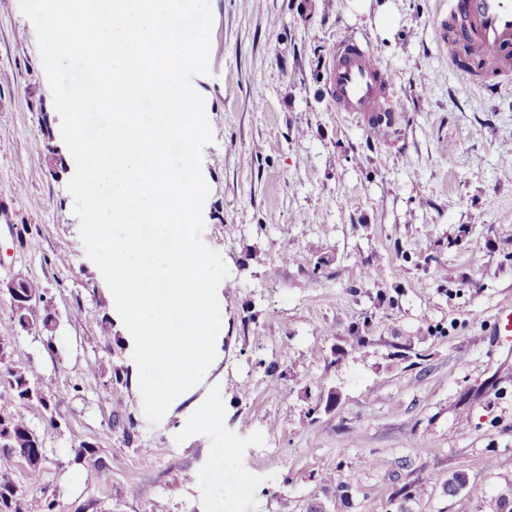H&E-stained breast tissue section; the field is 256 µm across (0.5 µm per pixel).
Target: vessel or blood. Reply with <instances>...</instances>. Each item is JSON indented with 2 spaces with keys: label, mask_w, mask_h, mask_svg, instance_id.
Listing matches in <instances>:
<instances>
[{
  "label": "vessel or blood",
  "mask_w": 512,
  "mask_h": 512,
  "mask_svg": "<svg viewBox=\"0 0 512 512\" xmlns=\"http://www.w3.org/2000/svg\"><path fill=\"white\" fill-rule=\"evenodd\" d=\"M436 35L449 63L476 76L480 88L512 87V0H448V17L437 25ZM327 83L337 111L362 115L378 135L393 127L392 76L379 68L364 38L347 32L337 40Z\"/></svg>",
  "instance_id": "1"
}]
</instances>
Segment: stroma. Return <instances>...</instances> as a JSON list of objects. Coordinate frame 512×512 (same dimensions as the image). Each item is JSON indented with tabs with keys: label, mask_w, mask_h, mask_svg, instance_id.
Instances as JSON below:
<instances>
[{
	"label": "stroma",
	"mask_w": 512,
	"mask_h": 512,
	"mask_svg": "<svg viewBox=\"0 0 512 512\" xmlns=\"http://www.w3.org/2000/svg\"><path fill=\"white\" fill-rule=\"evenodd\" d=\"M210 3V72L193 86L213 132L203 240L228 270L224 342L153 424L80 236L35 26L0 0V282L28 272L58 317L54 334L22 329L1 293L0 338L62 396L28 408L40 482L0 451V484L29 512H499L512 484V333L495 328L512 306V91L449 66L435 36L448 0ZM346 31L394 77L388 137L327 93Z\"/></svg>",
	"instance_id": "1"
}]
</instances>
